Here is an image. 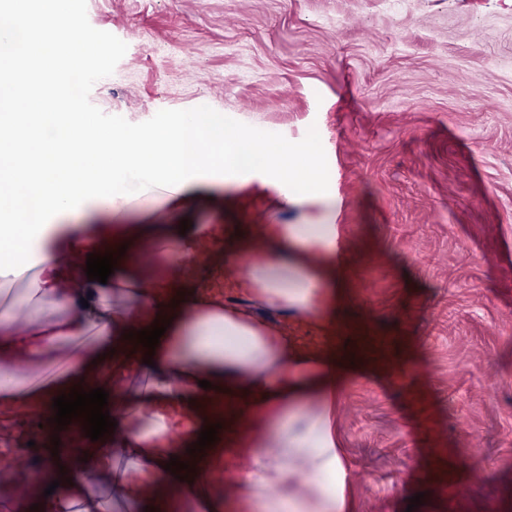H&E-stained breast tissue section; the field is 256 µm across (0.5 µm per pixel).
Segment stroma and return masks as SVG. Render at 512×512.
<instances>
[{
    "instance_id": "35a3bbf8",
    "label": "stroma",
    "mask_w": 512,
    "mask_h": 512,
    "mask_svg": "<svg viewBox=\"0 0 512 512\" xmlns=\"http://www.w3.org/2000/svg\"><path fill=\"white\" fill-rule=\"evenodd\" d=\"M122 132L206 107L315 144L351 250L347 309L396 341L336 424L355 512H512V0H71ZM285 180H218L194 224H297ZM299 343L336 326L263 306ZM453 486L444 495L439 482ZM422 495L418 507L412 496Z\"/></svg>"
}]
</instances>
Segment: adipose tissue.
<instances>
[{
  "instance_id": "adipose-tissue-1",
  "label": "adipose tissue",
  "mask_w": 512,
  "mask_h": 512,
  "mask_svg": "<svg viewBox=\"0 0 512 512\" xmlns=\"http://www.w3.org/2000/svg\"><path fill=\"white\" fill-rule=\"evenodd\" d=\"M68 0H0L18 50L0 60V284L17 291L0 309V411L54 398L73 386L91 390L107 379L113 433L83 435L82 419L67 425L77 448L61 449L44 485L16 497L18 477L0 473L6 512H351L347 466L336 439L333 406L349 374L371 356L345 347H307L250 311L211 297L218 280L265 306L317 322L350 300V257L333 222L336 197L306 142H283L264 131L210 132L206 114L188 112L165 125L112 134L66 95L67 66L96 67L89 45L74 47L68 32L48 38L41 24L66 12ZM33 73L40 89L19 79ZM250 151L257 169L288 179L289 206L309 203L318 215L300 224H269L262 238L225 224L178 225L154 219L122 222L133 195L168 194L183 213L211 202V175L241 172ZM41 202L35 221L17 194ZM111 202L104 216L98 196ZM214 260L206 276L189 252L199 239ZM121 251L107 283L88 281V254ZM169 320L153 357L128 337L132 323L152 328ZM23 358L38 373L69 359L67 370L31 382L13 370ZM209 388H201V381ZM231 402L224 415L211 400ZM217 425L220 445L197 457L188 450L205 426ZM179 443H172V435ZM250 463L234 467L232 460ZM191 462L190 480L166 471L170 459ZM278 487V498L265 494Z\"/></svg>"
}]
</instances>
